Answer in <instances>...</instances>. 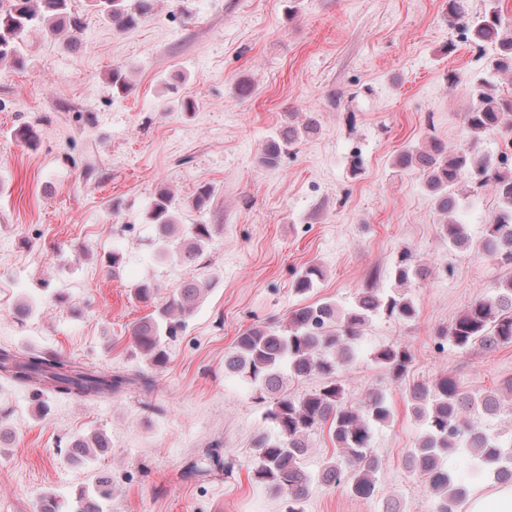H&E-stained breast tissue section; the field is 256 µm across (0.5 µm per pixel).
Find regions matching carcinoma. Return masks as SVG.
<instances>
[{"mask_svg":"<svg viewBox=\"0 0 512 512\" xmlns=\"http://www.w3.org/2000/svg\"><path fill=\"white\" fill-rule=\"evenodd\" d=\"M71 0H10L6 14H0V61L17 65L24 62L21 42L33 25H44L53 32L80 29L77 14L70 9ZM93 6L119 31L132 28L154 9L155 0H92ZM448 17L461 23L470 41L479 49L498 48L491 61L495 72H512V32L506 26L499 0H489L484 13L471 17L462 0H448ZM477 104L467 113L470 143L500 127L512 128V99L493 93L491 77L475 85ZM293 125L280 127L269 141L262 161L275 164L299 137ZM401 162L425 176V185L435 195L443 213L456 210L461 195L458 186L469 175L479 177L478 187L495 185L500 210L485 228L478 249L494 262L512 267V173L503 172L485 157L474 163L465 150L448 154L441 143L425 150H409ZM181 201L168 190L153 197L147 211V223L156 226L163 249L181 260L197 256L212 236V224L177 222ZM448 243L461 247L468 242L459 224L443 225ZM424 276V268L404 251L395 267V279L402 285ZM316 266L303 270L295 280L294 292L306 295L321 280ZM212 280H191L181 285L163 306L154 305L155 287L142 281L131 288L135 299L151 308L133 328L136 348L154 367L167 361L163 339L177 335L191 317L202 296L212 288ZM379 315L398 321L416 317L412 300L396 289L382 294L372 289L360 293L356 305L342 313L331 302L301 304L283 323L254 325L237 337L233 350L224 358V366L248 380L257 399L267 402L263 414L274 434L260 437L250 464L251 479L270 488L284 503V512H304L314 483L327 486L343 484L355 496L374 494L379 460L372 455L373 429L392 419L391 407L382 394L372 397L362 409L346 405L344 391L336 379L339 372L354 361V345L370 320ZM448 342L462 350L479 346L487 350L512 345V279L496 293L481 292L466 306L456 321L442 333ZM376 364L386 368L396 380L401 379L412 363V354L398 343L386 344L373 354ZM319 378L322 383L299 398L288 394L267 398L281 388L283 376ZM0 377L31 391L41 399L48 394L80 398L104 397L118 393L139 381L144 374L103 373L80 366L56 354L19 352L0 348ZM416 418L422 421L421 437L409 454L413 469L427 477L435 499L433 512H459L469 490L453 482L444 465L448 453L467 448L477 467L495 485L512 484V439L479 426L472 417L496 411L499 399L493 394L476 396L463 391L451 376L432 384H419L410 391ZM330 423L337 454L330 457L317 477L303 470L304 437L314 428ZM73 457L91 459L107 448L104 436L95 434L76 438L68 444ZM110 480L96 476L93 488L81 489L74 512H104V500L110 495Z\"/></svg>","mask_w":512,"mask_h":512,"instance_id":"obj_1","label":"carcinoma"}]
</instances>
